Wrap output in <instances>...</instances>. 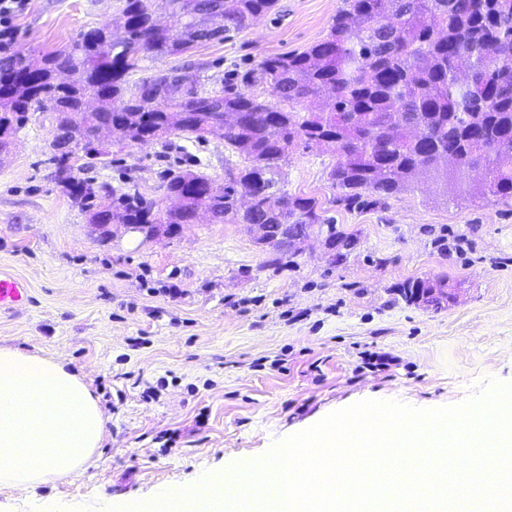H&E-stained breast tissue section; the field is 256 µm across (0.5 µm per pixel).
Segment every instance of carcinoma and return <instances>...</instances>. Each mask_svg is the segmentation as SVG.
<instances>
[{
    "label": "carcinoma",
    "mask_w": 512,
    "mask_h": 512,
    "mask_svg": "<svg viewBox=\"0 0 512 512\" xmlns=\"http://www.w3.org/2000/svg\"><path fill=\"white\" fill-rule=\"evenodd\" d=\"M119 13L80 31L38 59L0 55V153L40 113L92 158L102 129L134 145L179 133L216 135L241 158L224 182L184 170L164 175V211L134 192L100 186L108 203L74 175L75 151L48 162L88 213L90 224H296L324 239L341 261L355 237L326 216L318 199L290 194L283 165L294 144L336 157L330 170L348 209L403 192L512 199V0H347L329 31L300 53L263 57L238 79L210 88L171 70L138 81L147 60L184 55L254 25L275 0H121ZM268 88L271 104L255 93ZM442 282L403 285L408 301L440 304Z\"/></svg>",
    "instance_id": "carcinoma-1"
}]
</instances>
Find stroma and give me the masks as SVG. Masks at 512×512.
Instances as JSON below:
<instances>
[{
    "label": "stroma",
    "mask_w": 512,
    "mask_h": 512,
    "mask_svg": "<svg viewBox=\"0 0 512 512\" xmlns=\"http://www.w3.org/2000/svg\"><path fill=\"white\" fill-rule=\"evenodd\" d=\"M117 2L29 0L11 47L64 48ZM344 6L276 0L257 25L146 71L190 65L218 87L265 56L305 50ZM52 139L48 120L33 121L0 160V273L25 279L31 294L25 309L0 312V346L64 360L108 421L94 466L30 496L0 489V512H104L262 458L360 401L433 409L490 380L512 382V201L425 191L348 210L328 177L334 156L298 145L286 189L318 198L357 243L334 264L312 238L278 266L242 224H186L151 241L100 234L46 163ZM233 159L218 137L173 136L113 144L109 165L87 160L79 176L161 203L166 172L219 180ZM417 279L445 281L447 303L406 302L402 286ZM364 351L400 364L361 370Z\"/></svg>",
    "instance_id": "stroma-1"
}]
</instances>
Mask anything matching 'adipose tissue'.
Instances as JSON below:
<instances>
[{"label": "adipose tissue", "instance_id": "ef3b65f1", "mask_svg": "<svg viewBox=\"0 0 512 512\" xmlns=\"http://www.w3.org/2000/svg\"><path fill=\"white\" fill-rule=\"evenodd\" d=\"M106 416L65 363L0 346V486L32 490L86 470Z\"/></svg>", "mask_w": 512, "mask_h": 512}]
</instances>
